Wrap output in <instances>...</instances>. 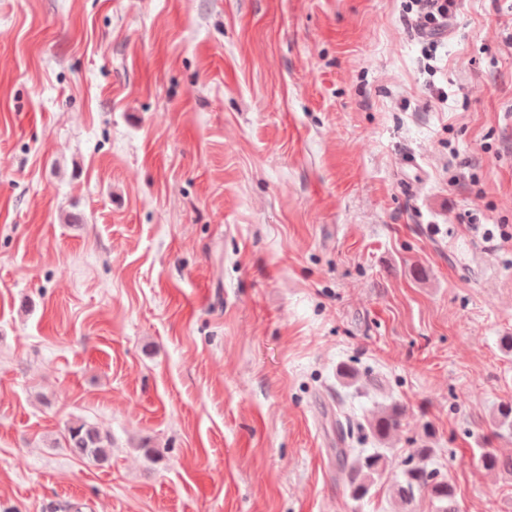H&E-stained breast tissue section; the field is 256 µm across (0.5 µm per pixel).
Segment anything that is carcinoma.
Returning <instances> with one entry per match:
<instances>
[{
  "label": "carcinoma",
  "instance_id": "1",
  "mask_svg": "<svg viewBox=\"0 0 512 512\" xmlns=\"http://www.w3.org/2000/svg\"><path fill=\"white\" fill-rule=\"evenodd\" d=\"M402 409L391 404L372 414L366 424H356L351 417L336 419V449L338 473L347 483L351 494L357 499L368 495L375 476L388 462L387 449L381 444L398 430L401 424ZM360 430L379 444L370 451L356 453L349 447L353 442L354 430ZM65 447L75 456L90 463L106 461L112 453V443L92 424L79 420L67 428L64 437ZM432 453L430 448H417L411 457L403 462L400 478L395 483L396 497L404 504H409L415 494L426 493L442 503L440 512H458L455 504V490L449 479L427 467L426 460ZM480 466L487 471H503L512 477V456L502 457L492 448H483L478 458Z\"/></svg>",
  "mask_w": 512,
  "mask_h": 512
}]
</instances>
